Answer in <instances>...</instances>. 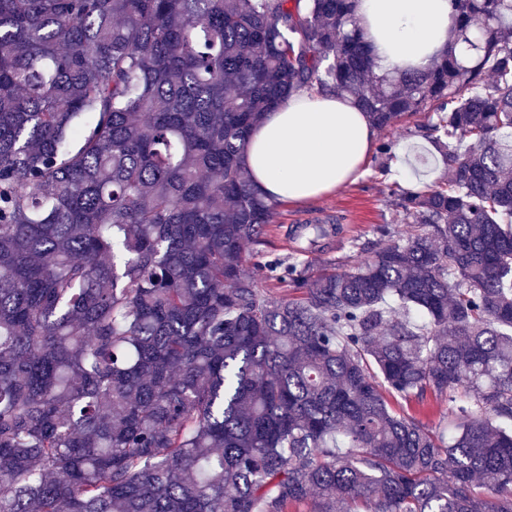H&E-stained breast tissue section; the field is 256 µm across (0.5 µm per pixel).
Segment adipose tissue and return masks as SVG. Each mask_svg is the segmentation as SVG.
Instances as JSON below:
<instances>
[{
    "mask_svg": "<svg viewBox=\"0 0 512 512\" xmlns=\"http://www.w3.org/2000/svg\"><path fill=\"white\" fill-rule=\"evenodd\" d=\"M450 0H358L367 41L388 70L425 68L446 53ZM376 129L339 94L303 91L283 100L247 140L253 186L278 202H306L364 177Z\"/></svg>",
    "mask_w": 512,
    "mask_h": 512,
    "instance_id": "adipose-tissue-1",
    "label": "adipose tissue"
}]
</instances>
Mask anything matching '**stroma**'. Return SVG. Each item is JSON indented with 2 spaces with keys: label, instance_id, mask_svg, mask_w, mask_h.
Instances as JSON below:
<instances>
[{
  "label": "stroma",
  "instance_id": "stroma-1",
  "mask_svg": "<svg viewBox=\"0 0 512 512\" xmlns=\"http://www.w3.org/2000/svg\"><path fill=\"white\" fill-rule=\"evenodd\" d=\"M431 119L428 111L403 115L393 126L378 131L377 138L397 147L427 143ZM395 164V159L373 154L368 174L358 182L306 205H279L265 246L270 257L298 258L315 275L330 269L349 271L360 260L361 249L377 246L376 225H389L396 242L419 233V226L406 223L396 206L397 190L411 189L412 184L398 176ZM298 224H334L338 230L320 247L301 254L290 234Z\"/></svg>",
  "mask_w": 512,
  "mask_h": 512
}]
</instances>
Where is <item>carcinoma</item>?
I'll return each instance as SVG.
<instances>
[{
  "label": "carcinoma",
  "mask_w": 512,
  "mask_h": 512,
  "mask_svg": "<svg viewBox=\"0 0 512 512\" xmlns=\"http://www.w3.org/2000/svg\"><path fill=\"white\" fill-rule=\"evenodd\" d=\"M452 4L415 72L355 0H0V512H512V0ZM313 90L433 104L448 177L277 297L241 153Z\"/></svg>",
  "instance_id": "cac0c4a2"
}]
</instances>
